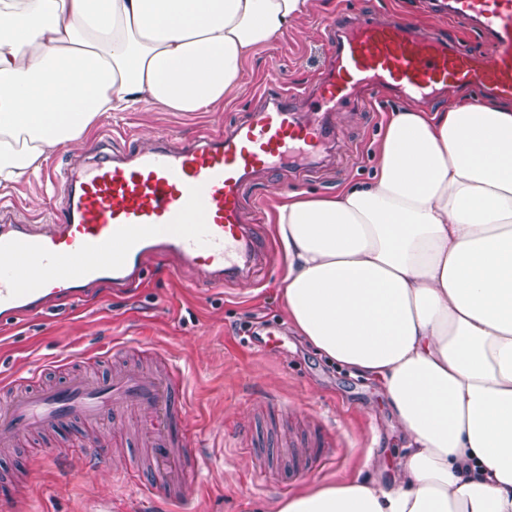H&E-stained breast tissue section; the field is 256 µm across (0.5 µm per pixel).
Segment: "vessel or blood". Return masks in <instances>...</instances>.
I'll list each match as a JSON object with an SVG mask.
<instances>
[{"label": "vessel or blood", "mask_w": 512, "mask_h": 512, "mask_svg": "<svg viewBox=\"0 0 512 512\" xmlns=\"http://www.w3.org/2000/svg\"><path fill=\"white\" fill-rule=\"evenodd\" d=\"M446 9V19L492 36L491 57H475L444 31H422L396 16L340 18L328 41L330 66L307 111L293 107L298 93L291 89L230 130L178 146L163 134L134 158L103 155L70 165L56 177L61 214L44 232L19 209H0V323L42 314L62 299L84 301L95 284L140 286L150 264L170 259L217 288L252 275L265 251L244 216V186L297 146L327 149L335 136L327 116L356 89L384 86L429 98L466 87L512 98V0H448ZM35 376L31 370L0 380V390L11 394L0 404L1 446L74 420L98 425L129 413L148 469L126 472L125 481L167 504L187 501L173 477L200 471L203 459L183 426L186 398L175 364L156 376L75 374L50 387L37 385ZM288 456L310 470L326 459L305 446Z\"/></svg>", "instance_id": "vessel-or-blood-1"}]
</instances>
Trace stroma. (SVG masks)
Returning <instances> with one entry per match:
<instances>
[{"mask_svg":"<svg viewBox=\"0 0 512 512\" xmlns=\"http://www.w3.org/2000/svg\"><path fill=\"white\" fill-rule=\"evenodd\" d=\"M343 10L354 19L393 13L420 28L435 25L423 0H312L293 29L257 49L240 88L216 111L168 112L146 104L103 115L86 140L54 153L39 178L0 186V204L20 207L32 223H48L60 203L53 175L74 156L96 149L119 153L163 132L179 143L244 120L259 107L260 93L309 89L326 61L324 37ZM409 105L388 93L371 109L337 106L331 115L336 141L327 160L264 172L246 184L245 214L255 217L257 237L269 249L252 279L213 288L175 262L150 266L143 288L116 289L85 307L53 306L39 319L1 327L0 374L36 369L44 380L61 381L82 370L79 354L97 351L104 354L95 366L101 376L132 363L152 369L160 353L175 358L187 389L184 424L199 434L205 458L192 512H276L280 500L306 489L395 466L404 440L378 385L329 362L288 316L282 288L288 258L273 212L278 193L328 194L372 176L390 113ZM127 432L123 418L96 430L76 420L38 441L0 450V473H14L28 485L22 503L13 502L12 486L0 487V512H136L137 493L122 481L136 455L126 445ZM300 432L311 442H328L321 468L260 471L259 452ZM83 444L107 449L108 466L89 469L77 452ZM47 448L66 455L48 464Z\"/></svg>","mask_w":512,"mask_h":512,"instance_id":"obj_1","label":"stroma"}]
</instances>
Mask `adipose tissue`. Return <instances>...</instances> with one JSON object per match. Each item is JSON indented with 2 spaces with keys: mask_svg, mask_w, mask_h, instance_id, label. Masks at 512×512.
Wrapping results in <instances>:
<instances>
[{
  "mask_svg": "<svg viewBox=\"0 0 512 512\" xmlns=\"http://www.w3.org/2000/svg\"><path fill=\"white\" fill-rule=\"evenodd\" d=\"M311 0H0V185L97 118L208 112ZM298 333L377 382L406 440L391 479L278 512H512V105L388 119L369 181L282 194Z\"/></svg>",
  "mask_w": 512,
  "mask_h": 512,
  "instance_id": "1",
  "label": "adipose tissue"
}]
</instances>
